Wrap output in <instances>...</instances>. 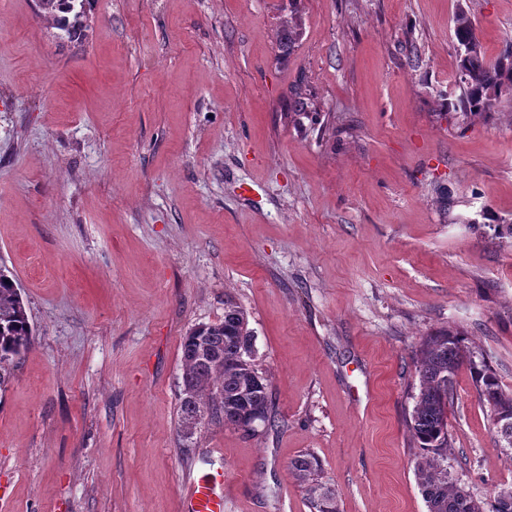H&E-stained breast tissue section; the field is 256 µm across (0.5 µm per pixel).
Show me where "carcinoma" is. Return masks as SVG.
Returning <instances> with one entry per match:
<instances>
[{"label": "carcinoma", "mask_w": 512, "mask_h": 512, "mask_svg": "<svg viewBox=\"0 0 512 512\" xmlns=\"http://www.w3.org/2000/svg\"><path fill=\"white\" fill-rule=\"evenodd\" d=\"M69 0H43L41 19L64 33L70 42L85 37L87 16L76 18ZM290 17L276 32L279 58L286 61L301 37L298 0H289ZM456 40L473 45L469 55L458 54L457 76L463 92L455 103L469 119H487L494 114L502 94L512 92V43L490 58L486 55L471 15L459 10L454 19ZM32 327L14 279L0 269V387L12 376L15 364L28 349ZM245 310L233 300H224V319L190 329L181 341V383L177 407L178 430L188 440L212 425L241 429V419L260 412L262 422L278 428L272 414L268 386L245 354L253 348ZM468 365L479 400L489 406L495 436L512 456V392L505 389L497 371L464 344L452 329L427 337L419 348L418 393L406 418L413 447L421 450L415 476L427 512H512V487L503 488L490 502L476 498L448 471V406L453 394L455 371ZM292 477L304 489L315 512H339L335 490L319 481L320 464L309 454L294 458Z\"/></svg>", "instance_id": "cac0c4a2"}]
</instances>
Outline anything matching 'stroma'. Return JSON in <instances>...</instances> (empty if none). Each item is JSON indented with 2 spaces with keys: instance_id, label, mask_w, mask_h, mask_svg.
I'll return each mask as SVG.
<instances>
[{
  "instance_id": "1",
  "label": "stroma",
  "mask_w": 512,
  "mask_h": 512,
  "mask_svg": "<svg viewBox=\"0 0 512 512\" xmlns=\"http://www.w3.org/2000/svg\"><path fill=\"white\" fill-rule=\"evenodd\" d=\"M488 56L512 0H96L84 43L0 0V265L34 328L0 388V512H427L405 420L416 349L457 330L512 389V94L453 105V17ZM309 108L286 109L291 92ZM247 313L281 428L182 441L181 340ZM448 467L480 499L512 460L468 369ZM290 17L282 22V25L276 32V45L279 52V58L288 61V56L293 54L302 34L301 23L299 20L297 2L298 0H289ZM289 470L306 492L315 512H339L335 490L319 481L320 464L314 456L305 454L294 458ZM181 512H224V472L189 475L180 501Z\"/></svg>"
}]
</instances>
